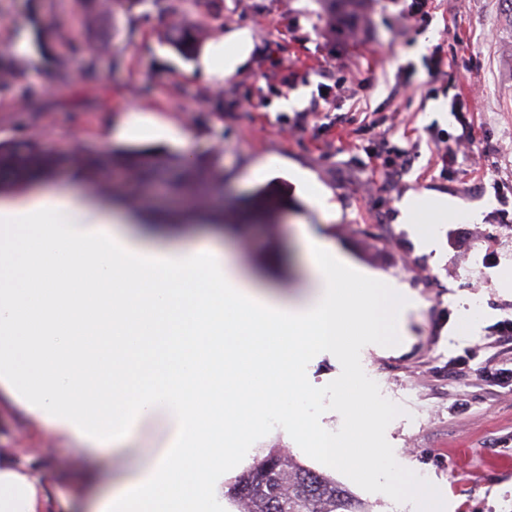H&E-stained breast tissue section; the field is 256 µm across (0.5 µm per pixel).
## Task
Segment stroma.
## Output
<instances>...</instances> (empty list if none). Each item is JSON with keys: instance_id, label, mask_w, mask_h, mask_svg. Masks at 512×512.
I'll use <instances>...</instances> for the list:
<instances>
[{"instance_id": "1", "label": "stroma", "mask_w": 512, "mask_h": 512, "mask_svg": "<svg viewBox=\"0 0 512 512\" xmlns=\"http://www.w3.org/2000/svg\"><path fill=\"white\" fill-rule=\"evenodd\" d=\"M112 0L102 24L83 25L85 0H0V141L40 133L50 147H70L73 131L106 149L110 121L129 112L150 116L154 126L126 147H156L172 154L218 160L224 181L212 204L224 226L181 214L176 195L151 185L140 190L137 222L168 223L167 243L213 238L236 252L253 280L288 291L299 285L308 265L299 224L330 236L355 262L381 271L416 293L409 318L411 344L394 352L368 343L359 362L379 380L377 393L392 411L383 420L384 447L396 449L406 470L434 481L447 492L443 512H512V292L500 288L512 269V0H438L431 24L418 29L394 18L392 0H361L353 9L332 0ZM51 23L53 55L27 62L11 55L12 40L31 29L32 16ZM200 25L206 37L250 30L253 48L232 76L210 79L196 61L182 59L165 41L176 17ZM350 20L344 36L329 38L337 21ZM444 49V65L429 81L424 57ZM91 77H84L87 57ZM345 65L353 83L364 84L358 99L308 116L302 130L284 133L283 120H296L317 93L324 76ZM73 83L63 86L61 71ZM294 97L288 112L278 100ZM464 109L452 111V101ZM178 125L192 135L189 147L169 143L160 133ZM447 138L457 158L438 164L431 136ZM386 140L404 149L405 164L385 174L372 158L369 141ZM274 158L313 173L331 191L340 217L324 223L317 210L300 207L268 215L243 210L250 190L247 167ZM445 195L478 209L477 224H452L442 242L443 260L419 252L395 203L407 191ZM484 242L480 279L463 272L474 239ZM482 297L474 333L456 330L459 313L473 293ZM315 393L312 423L339 432L344 415L336 384L346 363L329 350L315 351L303 366ZM0 444L39 447L42 468L67 457L68 441L33 440L17 411L0 405ZM243 455L225 475L234 480L254 458L276 448L303 465L348 485L371 512H420L409 496L394 497L405 472L368 484L349 483L328 459L305 449L286 422L271 420L241 443Z\"/></svg>"}]
</instances>
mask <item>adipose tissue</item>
Listing matches in <instances>:
<instances>
[{
    "mask_svg": "<svg viewBox=\"0 0 512 512\" xmlns=\"http://www.w3.org/2000/svg\"><path fill=\"white\" fill-rule=\"evenodd\" d=\"M252 46L246 29L215 34L198 68L232 74ZM248 183L282 210L301 201L336 218L309 171L262 160ZM396 208L424 253H441L448 219H482L414 191ZM299 232L311 264L288 296L248 280L218 242L161 246L155 230L110 223L98 205L60 192L0 200V404L72 448L49 476L37 449L0 448V512H224L226 463L273 417L355 479L399 470L395 449L373 445L383 409L358 348L385 319L402 347L418 301L325 236ZM320 347L350 365L336 384L344 438L314 429L306 409L313 395L301 365ZM150 424L165 430L164 447L94 492L97 450L140 447ZM62 483L76 484L82 502L61 497Z\"/></svg>",
    "mask_w": 512,
    "mask_h": 512,
    "instance_id": "1",
    "label": "adipose tissue"
}]
</instances>
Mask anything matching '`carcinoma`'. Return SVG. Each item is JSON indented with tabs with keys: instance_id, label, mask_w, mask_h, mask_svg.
Returning a JSON list of instances; mask_svg holds the SVG:
<instances>
[{
	"instance_id": "1",
	"label": "carcinoma",
	"mask_w": 512,
	"mask_h": 512,
	"mask_svg": "<svg viewBox=\"0 0 512 512\" xmlns=\"http://www.w3.org/2000/svg\"><path fill=\"white\" fill-rule=\"evenodd\" d=\"M168 45L190 61L201 46L199 29L180 18L166 32ZM66 168L93 186L107 182L112 170L125 172L123 186H108V197L119 196L135 205L138 188L161 174L170 179L182 203L197 211L209 207L208 185L221 182L223 170L214 161L179 157L151 148L103 153L89 143L58 152L35 137L0 141V191L23 188L35 175L47 176ZM231 497L239 512H368L335 480L300 464L296 458L271 452L237 476Z\"/></svg>"
}]
</instances>
